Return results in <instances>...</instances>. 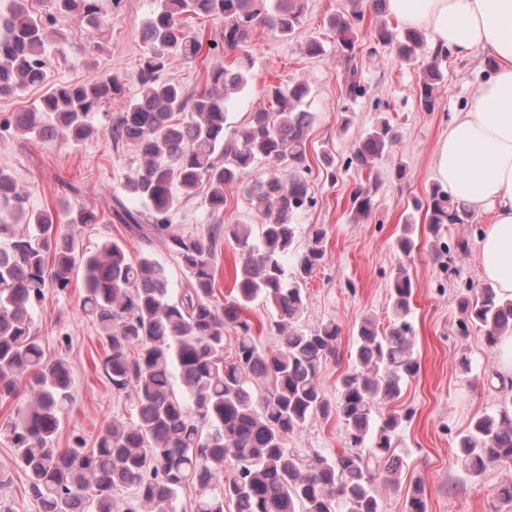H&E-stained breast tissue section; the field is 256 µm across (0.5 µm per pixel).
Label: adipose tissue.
<instances>
[{"mask_svg":"<svg viewBox=\"0 0 512 512\" xmlns=\"http://www.w3.org/2000/svg\"><path fill=\"white\" fill-rule=\"evenodd\" d=\"M386 9L458 56L482 49L497 61L471 104L449 120L434 167L452 199L491 211L478 259L484 280L512 298V0H387Z\"/></svg>","mask_w":512,"mask_h":512,"instance_id":"ef3b65f1","label":"adipose tissue"}]
</instances>
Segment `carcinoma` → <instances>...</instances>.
I'll list each match as a JSON object with an SVG mask.
<instances>
[{"label":"carcinoma","instance_id":"carcinoma-1","mask_svg":"<svg viewBox=\"0 0 512 512\" xmlns=\"http://www.w3.org/2000/svg\"><path fill=\"white\" fill-rule=\"evenodd\" d=\"M61 14L79 18L94 48H103L100 0H49ZM363 0H352L346 15L330 20L343 58L346 93H362L355 79L357 28ZM142 36L137 96L123 98L117 76L57 84L46 62L42 17L22 0L0 9V98L28 87H48L40 102L12 113L8 125L21 135L54 140L64 134L75 144L91 133L88 114L104 99L120 100L110 116L112 141L131 143L142 160L125 184L141 208L119 198L113 216L145 242L161 239L186 272L185 288L175 293L163 265L149 255L138 261L125 247L105 239L89 251L75 231L52 234L55 224H97L87 207L63 213L30 211L26 189L0 168V395L16 391L31 377L33 390L15 413L7 432L18 463L29 478L40 512H117L114 493L132 487L136 502L127 512H179L178 492L199 490L195 512H381L380 485L400 484L395 436L407 415L396 412L374 424L385 400L399 396L401 383L419 363L412 350L414 287L401 269L391 283L394 320L385 331L370 318L358 325L351 363L336 386V401L319 380L323 360L336 353L341 327L326 322L306 330L304 284L326 259V231L318 227L302 249L295 248L294 217L312 204L305 177L311 113L304 109L309 88L302 83L271 84L269 107L252 113L243 128L227 133L230 94L243 89L251 57L207 69L206 88L189 94L162 78L174 61L193 62L218 49L248 46L264 25L283 37L301 23L304 0H154ZM223 22L220 40L206 48L195 19ZM375 39L404 61L417 59L424 33L398 35L382 25ZM448 50H434L419 88L418 101L434 110L443 80L440 62ZM398 142L388 115L380 117L354 144L346 167L362 172ZM266 163L272 173L253 175ZM240 186L259 217L251 224L224 222V189ZM203 196L211 217L207 229L181 233L170 224L175 193ZM376 183L359 180L350 194L354 220L370 216ZM428 223L469 224L471 208L438 187L427 202ZM227 241L244 257L235 274L233 299L213 302L217 248ZM83 274L82 314L95 322L106 341L104 374L118 392H133L136 420H114L90 450L58 448L55 434L71 403V376L60 361L45 360L33 330L35 307L49 288L65 289ZM273 308V347H258L243 310L257 297ZM460 308L484 328L491 347L512 332V298L485 285ZM235 328L233 352L224 354V327ZM258 379L271 388L256 396ZM180 383V389L174 384ZM336 413L346 426L348 447L334 455L301 453L285 446L316 416ZM464 470L478 475L490 467L512 468V393L496 411L478 417L459 441ZM236 463L224 480V463Z\"/></svg>","mask_w":512,"mask_h":512}]
</instances>
